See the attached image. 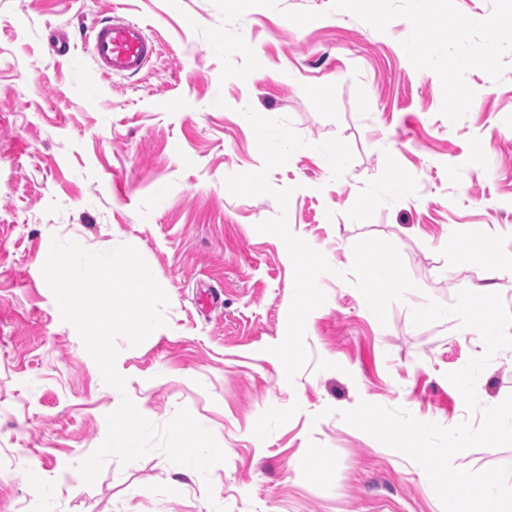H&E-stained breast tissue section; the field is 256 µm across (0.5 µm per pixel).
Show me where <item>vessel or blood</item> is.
Here are the masks:
<instances>
[{
	"label": "vessel or blood",
	"mask_w": 512,
	"mask_h": 512,
	"mask_svg": "<svg viewBox=\"0 0 512 512\" xmlns=\"http://www.w3.org/2000/svg\"><path fill=\"white\" fill-rule=\"evenodd\" d=\"M157 52L142 28L123 17L113 16L93 30L91 55L105 73H139Z\"/></svg>",
	"instance_id": "vessel-or-blood-1"
}]
</instances>
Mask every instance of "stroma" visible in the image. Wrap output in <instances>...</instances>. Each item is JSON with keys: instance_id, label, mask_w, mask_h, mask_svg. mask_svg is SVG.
Returning <instances> with one entry per match:
<instances>
[{"instance_id": "obj_1", "label": "stroma", "mask_w": 512, "mask_h": 512, "mask_svg": "<svg viewBox=\"0 0 512 512\" xmlns=\"http://www.w3.org/2000/svg\"><path fill=\"white\" fill-rule=\"evenodd\" d=\"M304 9L318 19L284 16ZM115 13L160 46L133 76L105 77L91 59L90 27ZM223 24L260 63L247 78L222 79L201 34ZM57 29L72 60L49 47ZM410 32L403 18L377 31L331 0H279L229 24L212 0H0V512H443L420 465L341 413L366 401L448 429L481 422L446 378L484 353L481 337L454 316L414 325L411 311L487 283L512 309V52L501 81L466 72L474 98L452 124L438 75L401 45ZM248 106L306 142L269 174L291 189L287 210L225 186L263 166ZM334 137L353 152L337 179L315 149ZM282 211L331 267L291 380L270 349L286 334L294 268L256 229ZM460 236L501 262L460 263ZM56 237L133 246L166 292V326L136 347L117 339L116 368L148 420L184 408L215 436L226 460L209 477L155 450L107 458L83 482L77 466L121 392L44 280ZM369 237L397 247L416 285L383 323L345 276ZM202 289L219 293L215 307L198 305ZM476 393L484 406L512 394V349Z\"/></svg>"}]
</instances>
